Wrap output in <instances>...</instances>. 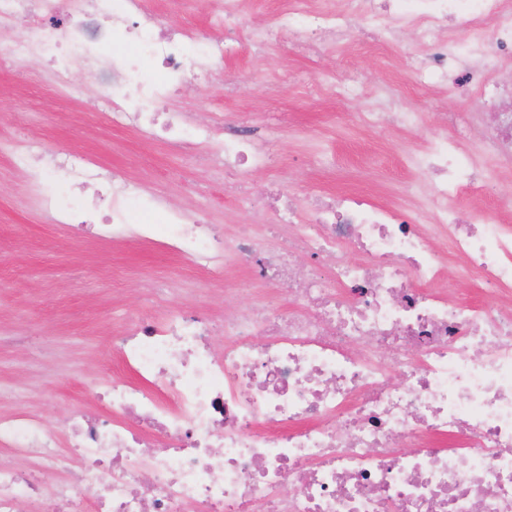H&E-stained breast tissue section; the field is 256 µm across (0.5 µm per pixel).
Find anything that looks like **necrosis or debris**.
<instances>
[{
	"label": "necrosis or debris",
	"mask_w": 512,
	"mask_h": 512,
	"mask_svg": "<svg viewBox=\"0 0 512 512\" xmlns=\"http://www.w3.org/2000/svg\"><path fill=\"white\" fill-rule=\"evenodd\" d=\"M244 2L209 0L212 25L247 29L259 48L278 31L340 41L363 28L383 49L411 29L425 101L468 83L492 122L475 140L472 118L456 113L360 114L369 129L428 128L415 163L429 191L406 213L359 192L299 202L275 191L261 205L241 197L252 231L220 234L194 210L113 183L99 237L164 242L194 264L199 288L252 258L267 284L293 286L294 302L228 306L219 325L176 305L159 319L129 316L118 355L132 375L100 382L104 416L70 410L67 449L33 410L0 416V447L14 457L0 462V512H512V82L491 76L512 66V0H283L272 28L249 25ZM85 3L69 28H29L0 55L52 56L51 81L67 96V71L81 61L106 89L105 111L211 157L236 189L274 170L262 114L216 142L209 127L161 109L231 57L229 41L162 30L143 0ZM457 29L468 57L453 47ZM12 160L37 208L64 227L83 212L46 182L60 169L105 179L90 157L39 142ZM490 185L496 208L464 216L459 198ZM452 267L492 287L493 301L447 287Z\"/></svg>",
	"instance_id": "4bbe7bcc"
}]
</instances>
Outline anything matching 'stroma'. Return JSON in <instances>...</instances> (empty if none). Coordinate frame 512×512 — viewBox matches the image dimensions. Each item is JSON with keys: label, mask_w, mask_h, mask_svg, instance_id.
Here are the masks:
<instances>
[{"label": "stroma", "mask_w": 512, "mask_h": 512, "mask_svg": "<svg viewBox=\"0 0 512 512\" xmlns=\"http://www.w3.org/2000/svg\"><path fill=\"white\" fill-rule=\"evenodd\" d=\"M47 62L31 56L0 70V414L18 406L39 410L51 430L62 432L71 404L97 411V384L121 372L116 332L143 304L148 288L171 273L195 275L186 260L136 241H101L92 229L51 223L32 203L27 176L12 164L10 147L45 141L57 153H87L105 173L138 178L171 207L205 209L211 223L246 224L248 212L207 171L186 163L167 145L119 123L100 126L75 120L84 111L61 108L53 85L39 83ZM355 72L362 91L347 100L308 95L334 67ZM406 60L383 72L375 54L359 41L326 44L312 57L288 41L238 56L208 81L188 83L171 109L197 124L215 113L232 121L256 108L271 115V148L283 178L297 192L366 191L401 195L428 189V176L412 165L409 150H422L423 130L357 126L358 113L398 98L405 112L420 109L419 92ZM237 88L225 94L226 84ZM245 310L264 301L287 305V289L268 291L252 265L235 266L222 286L205 294L178 296L186 310L212 319L224 315L225 299Z\"/></svg>", "instance_id": "1"}]
</instances>
